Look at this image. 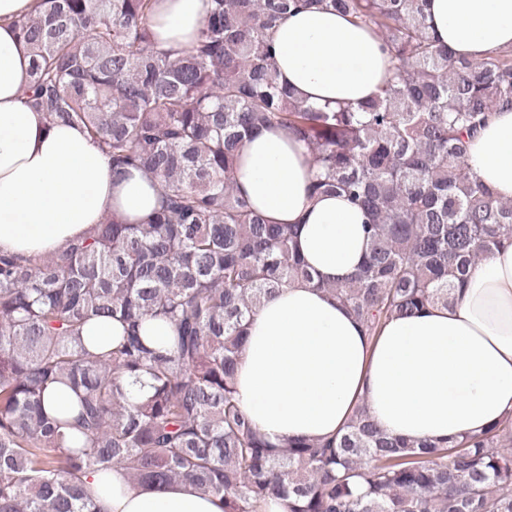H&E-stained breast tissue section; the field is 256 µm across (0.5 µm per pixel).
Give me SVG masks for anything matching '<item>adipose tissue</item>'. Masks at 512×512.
Listing matches in <instances>:
<instances>
[{
	"mask_svg": "<svg viewBox=\"0 0 512 512\" xmlns=\"http://www.w3.org/2000/svg\"><path fill=\"white\" fill-rule=\"evenodd\" d=\"M35 0H0V251L60 253L112 214L143 222L157 180L116 175L81 128L47 124L22 104L32 58L13 22ZM208 0H157L150 25L181 52L195 43ZM431 31L457 57L479 60L512 46V0H427ZM281 83L306 102L353 104L373 97L389 56L369 30L332 10L288 15L273 34ZM468 164L496 198L512 200V108L501 107L474 138ZM302 147L279 128L241 146L236 185L258 212L297 227L312 281L295 280L251 316L236 387L241 407L273 442L336 436L357 405L386 433L447 441L478 433L512 412V241L472 270L451 304L391 318L379 336L322 285L363 262L368 217L340 196L311 198ZM99 512H224L214 495L179 481L155 488L123 470L89 474Z\"/></svg>",
	"mask_w": 512,
	"mask_h": 512,
	"instance_id": "adipose-tissue-1",
	"label": "adipose tissue"
}]
</instances>
